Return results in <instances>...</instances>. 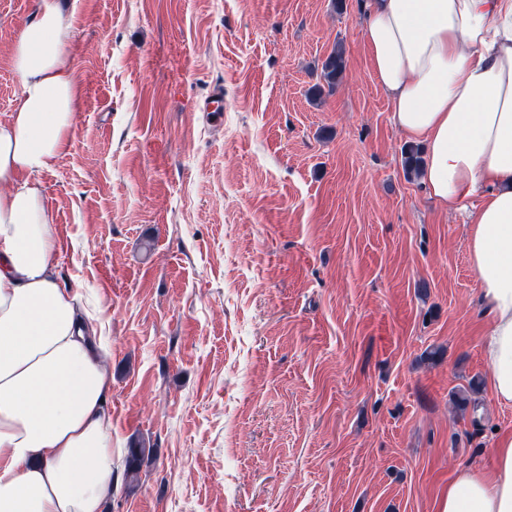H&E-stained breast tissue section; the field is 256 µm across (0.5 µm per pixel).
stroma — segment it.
<instances>
[{"mask_svg": "<svg viewBox=\"0 0 512 512\" xmlns=\"http://www.w3.org/2000/svg\"><path fill=\"white\" fill-rule=\"evenodd\" d=\"M59 2L82 94L40 177L56 274L102 310L116 472L153 451L109 512H436L512 407L463 218L403 168L364 0ZM36 4L0 0V121ZM346 68L344 52L341 48H335L321 63V78L323 85H317L311 92V99L317 100L324 92L325 86L332 91L341 80Z\"/></svg>", "mask_w": 512, "mask_h": 512, "instance_id": "35a3bbf8", "label": "stroma"}]
</instances>
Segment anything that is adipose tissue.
Here are the masks:
<instances>
[{"label": "adipose tissue", "mask_w": 512, "mask_h": 512, "mask_svg": "<svg viewBox=\"0 0 512 512\" xmlns=\"http://www.w3.org/2000/svg\"><path fill=\"white\" fill-rule=\"evenodd\" d=\"M363 38L393 125L424 149L421 179L459 212L489 314L494 396L512 407V0H368ZM74 24L37 0L11 63L19 103L0 122V512H107L112 379L71 290L39 188L81 95ZM494 466L458 470L438 512H512V431Z\"/></svg>", "instance_id": "adipose-tissue-1"}]
</instances>
